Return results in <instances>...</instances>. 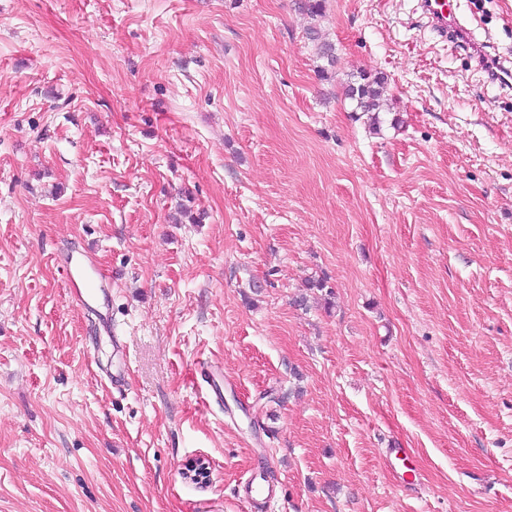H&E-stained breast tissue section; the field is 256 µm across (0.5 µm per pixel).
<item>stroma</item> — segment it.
<instances>
[{
    "instance_id": "obj_1",
    "label": "stroma",
    "mask_w": 512,
    "mask_h": 512,
    "mask_svg": "<svg viewBox=\"0 0 512 512\" xmlns=\"http://www.w3.org/2000/svg\"><path fill=\"white\" fill-rule=\"evenodd\" d=\"M450 8L0 0V512H512V0ZM423 11L431 19V23L439 35L448 40V37L457 40L462 31L451 19L447 0H420ZM386 80L382 74H360L359 80L347 85L346 96L355 102L357 112L371 114L380 112V100L385 88ZM69 288L73 290L79 301L88 304L96 300L100 294H106L103 278L100 276L93 257L87 252H72L62 260Z\"/></svg>"
}]
</instances>
